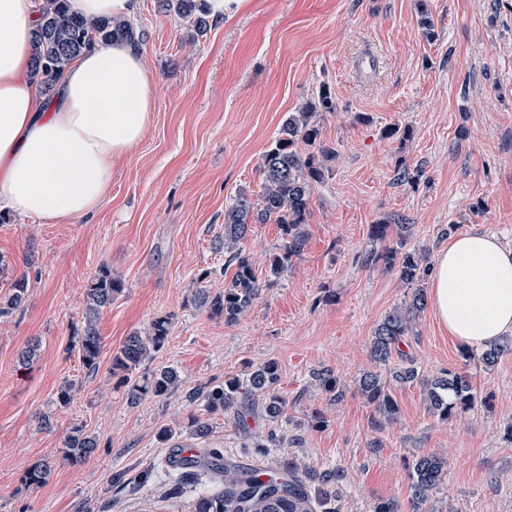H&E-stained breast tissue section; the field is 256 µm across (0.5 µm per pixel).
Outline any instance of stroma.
<instances>
[{"mask_svg":"<svg viewBox=\"0 0 512 512\" xmlns=\"http://www.w3.org/2000/svg\"><path fill=\"white\" fill-rule=\"evenodd\" d=\"M132 26L156 75L154 111L141 140L113 160L98 211L53 223L0 207V299L17 281L27 286L22 307L0 318V512H192L202 486L167 495L169 443L247 463L251 436L271 426L281 442L261 467L285 460L305 477L340 469L342 512L384 501L413 512L403 462L432 453L448 466L427 512H512V355L491 367L464 359L428 307L401 352L425 374L468 375L480 403L441 421L418 383L396 384L388 422L356 384L374 368L389 377L370 357L372 336L411 297L395 270L364 261L396 244L395 225H411L406 248L429 267L456 234L485 232L512 247V0H245L200 35L159 0H139ZM323 86L336 109L319 116L321 139L336 157L313 186L304 248L287 274L268 280L282 231L250 225L241 245L267 286L246 315L225 323L193 301L201 288L223 292L232 277L224 211L239 193L259 194L263 153L288 113ZM389 127L411 136L385 137ZM402 168L417 181H400ZM375 224L388 225L385 238L372 237ZM103 268L122 292L100 318L91 374L76 341L86 288ZM162 319L168 337L136 373L168 367L178 385L130 404L112 358ZM32 344L36 357L22 360ZM270 359L288 403L278 421L213 415L190 401ZM323 370L336 376L339 400L316 380ZM195 420L207 434L194 433ZM75 426L98 442L80 465L61 455ZM40 459L53 464L47 483L25 486Z\"/></svg>","mask_w":512,"mask_h":512,"instance_id":"35a3bbf8","label":"stroma"}]
</instances>
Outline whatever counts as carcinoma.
Listing matches in <instances>:
<instances>
[{"instance_id": "carcinoma-1", "label": "carcinoma", "mask_w": 512, "mask_h": 512, "mask_svg": "<svg viewBox=\"0 0 512 512\" xmlns=\"http://www.w3.org/2000/svg\"><path fill=\"white\" fill-rule=\"evenodd\" d=\"M161 7L188 20L197 32H203L210 26L209 15L201 0H162ZM120 37L137 45L142 42L127 22L115 23L107 18L89 24L69 12L67 0H42L33 41L32 78L39 85L50 88L61 78L65 68L87 49ZM335 110L336 102L331 91L323 87L314 101L301 111L288 114L277 138L263 155L258 199L254 201L241 193L224 211V253L227 254V264L236 266V269L224 292L212 297L202 288L195 294V303L207 309L210 315L233 323L261 296L264 284L256 275L250 257L240 246L249 225L277 224L283 231L285 243L282 252L269 258L268 278L276 279L283 275L288 271L292 257L301 252L305 243L302 226L310 214L312 187L323 178L326 164L334 157V151L321 141L320 128L313 121V116ZM396 228L399 246L386 250L376 259L396 268L401 280L410 284L418 280L425 256L403 250L411 225L398 224ZM121 292L120 282L104 269L92 278L86 290L84 326L78 338V349L82 364L91 372L98 367L102 344L98 320ZM26 293L25 283L17 282L13 293L0 302V316L18 310L26 299ZM425 307L424 291L418 288L409 304L385 316L371 342V355L375 362L384 366L391 363L396 347L408 335L412 323ZM168 333L167 322L157 321L151 335L127 337L123 347L113 356L112 375L129 386L131 403L135 404L149 395L159 397L174 391L178 376L167 367L140 379L133 377V369L145 360L150 350L162 346ZM508 354H512V337L489 344L482 352L481 360L492 366ZM390 374L396 382L419 383L426 393L429 411L441 421L465 412L475 404L476 393L465 375L447 371L432 378L412 364L399 366ZM279 379L278 363L267 360L257 365L246 379L227 378L222 383L208 385L196 396L203 398L212 413L242 408L250 397L261 405L266 416L277 420L287 408L286 400L276 391ZM390 381L374 371L363 373L359 379L360 394L387 421L397 413ZM278 442L276 430L270 429L252 436L249 447L255 458L263 459L270 449L277 447ZM97 447L94 436L86 434L84 427L75 426L64 438L63 458L78 465L89 460ZM202 471L224 482V490L199 497L195 512H340L333 490L338 478L334 472L306 479L288 464L276 471L255 466L230 467L223 463V451L219 448L212 450L211 460L202 467ZM405 471L413 507L415 512H420L440 490L447 475V462L435 455H419L405 462ZM51 473V463L38 460L25 471L24 485L41 486Z\"/></svg>"}]
</instances>
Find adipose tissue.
Here are the masks:
<instances>
[{"label":"adipose tissue","instance_id":"adipose-tissue-1","mask_svg":"<svg viewBox=\"0 0 512 512\" xmlns=\"http://www.w3.org/2000/svg\"><path fill=\"white\" fill-rule=\"evenodd\" d=\"M93 22L129 20L136 0H68ZM39 0H0V196L18 213L56 222L92 216L112 160L142 137L155 103L151 71L133 44H97L70 63L48 104L29 88ZM435 314L459 343L512 332V249L486 233L457 236L430 279Z\"/></svg>","mask_w":512,"mask_h":512}]
</instances>
